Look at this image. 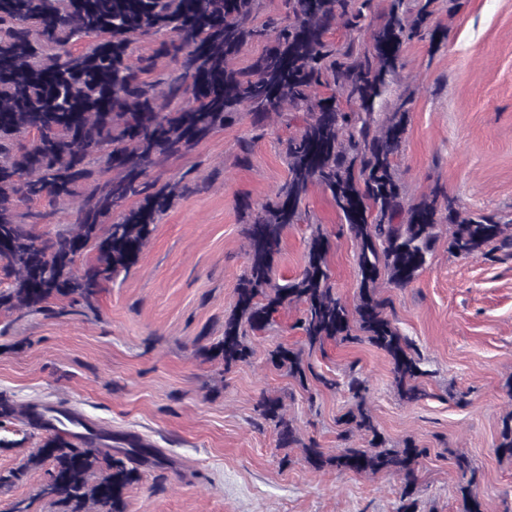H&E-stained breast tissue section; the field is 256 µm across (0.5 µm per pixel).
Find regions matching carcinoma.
I'll return each mask as SVG.
<instances>
[{
	"label": "carcinoma",
	"mask_w": 512,
	"mask_h": 512,
	"mask_svg": "<svg viewBox=\"0 0 512 512\" xmlns=\"http://www.w3.org/2000/svg\"><path fill=\"white\" fill-rule=\"evenodd\" d=\"M256 0H0V267L12 278L0 291V310L63 315L68 299L92 307L102 284L135 266L157 220L182 191L174 180L157 188L155 165L182 155L246 111L256 128L287 112H301L298 130L280 141L288 180L274 199L260 205L244 228L248 266L235 287L236 300L224 318L222 341L199 347L224 370L249 361L246 338L265 331L283 308L300 307V347L279 345L269 361L285 368L303 388L315 381L327 389L337 381L317 373L306 356L328 341L367 342L390 359L402 399L426 393L414 342L387 314L382 285L406 288L425 269L439 237L441 219L452 225L448 252L489 260L512 257V224L494 214L472 213L433 189L406 200L397 174L407 113L378 112L388 76L401 65L404 44L428 30L433 0H420L413 22L393 0L370 44L328 41L337 26L362 27L371 0H286L284 25L254 24ZM162 33L160 46L131 61L132 44ZM86 37L94 41L78 49ZM266 39L269 46L245 69L234 66L243 47ZM178 72L171 79L143 75L159 60ZM352 108H344L340 100ZM313 187L330 196L348 237L356 245L357 302L349 308L331 283L330 241L312 229L301 272L286 283L275 279V261L285 231L303 220L301 203ZM45 200L47 209L32 204ZM60 210L68 227L43 239L29 229ZM119 218L101 226L106 217ZM97 262L79 267L91 251ZM356 408L343 416L348 429L368 437L365 448H341L327 456L304 447L308 463L356 475L391 473L404 479L397 512H415L416 465L427 449L411 440L385 447L363 407L366 384L345 382ZM257 413L277 430L283 449L300 443L277 398L264 397ZM72 426L61 429L34 408L23 412L45 440L18 468L0 474V486L21 480L27 470L52 463L39 495L67 512H124V495L138 478V462L155 450L135 434L123 450L97 443L74 412L60 410ZM499 453L512 457V416L503 421ZM463 512H482L473 492L475 471L460 457Z\"/></svg>",
	"instance_id": "1"
}]
</instances>
